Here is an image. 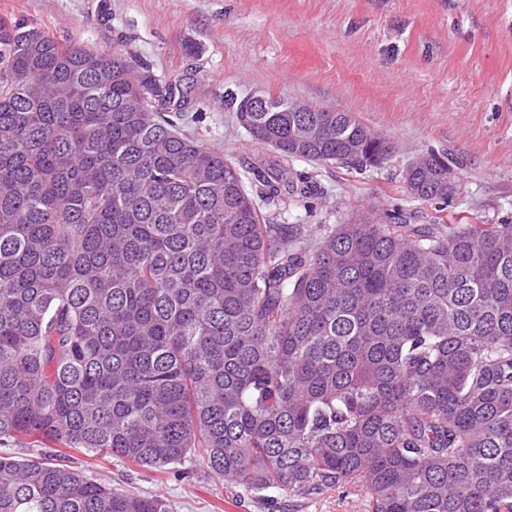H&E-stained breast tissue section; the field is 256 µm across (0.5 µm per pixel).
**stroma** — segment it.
<instances>
[{
    "label": "stroma",
    "mask_w": 512,
    "mask_h": 512,
    "mask_svg": "<svg viewBox=\"0 0 512 512\" xmlns=\"http://www.w3.org/2000/svg\"><path fill=\"white\" fill-rule=\"evenodd\" d=\"M0 17L61 42L131 51L187 87L182 133L234 162L266 150L225 111L228 89L351 113L395 145L387 165L361 174L295 162L324 196L311 215L265 206L276 223L338 224L396 206L431 214L400 176L431 150L461 166L464 190L445 220L512 222V0H0ZM69 464L160 496L172 512H371L367 494L345 487L260 499L214 474L179 481L82 452Z\"/></svg>",
    "instance_id": "1"
}]
</instances>
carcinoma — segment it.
I'll return each instance as SVG.
<instances>
[{"label": "carcinoma", "mask_w": 512, "mask_h": 512, "mask_svg": "<svg viewBox=\"0 0 512 512\" xmlns=\"http://www.w3.org/2000/svg\"><path fill=\"white\" fill-rule=\"evenodd\" d=\"M130 52L0 18V512H170L43 452L188 462L248 490L366 493L372 512H512V223L449 224L433 151L402 173L437 215L311 232L262 205L288 162L378 168L349 112L228 92L273 155L233 164L157 104Z\"/></svg>", "instance_id": "obj_1"}]
</instances>
